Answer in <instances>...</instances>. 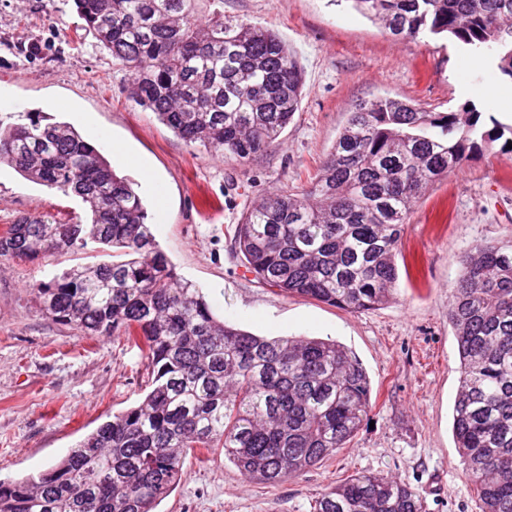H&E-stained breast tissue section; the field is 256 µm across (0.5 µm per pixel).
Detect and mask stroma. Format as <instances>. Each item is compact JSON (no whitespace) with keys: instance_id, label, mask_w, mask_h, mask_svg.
<instances>
[{"instance_id":"stroma-1","label":"stroma","mask_w":512,"mask_h":512,"mask_svg":"<svg viewBox=\"0 0 512 512\" xmlns=\"http://www.w3.org/2000/svg\"><path fill=\"white\" fill-rule=\"evenodd\" d=\"M224 12L276 31L305 77L293 122L247 164L187 144L129 99L111 53L93 37L77 39L71 0H0V101L14 103L15 119L43 112L70 123L138 180L157 241L217 314L264 336L334 339L370 379L371 423L334 456L269 485L200 448L158 512H311L318 493L358 471L408 482L427 512H481L452 434L460 373L448 300L461 255L479 241H512V153L495 145L470 155L416 204L397 257L408 273L395 300L373 310L352 313L259 283L232 237L250 202L306 186L356 104L390 96L447 113L472 104L504 122L500 99L512 97V81L495 64L472 67L470 50L445 37L387 35L351 0H224ZM116 142L125 156L113 154ZM46 212L61 222L85 215L80 199L1 165L0 229ZM89 260L0 262V480L38 475L145 386L137 350L52 320L32 290L50 272Z\"/></svg>"}]
</instances>
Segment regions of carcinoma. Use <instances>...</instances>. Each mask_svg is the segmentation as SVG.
<instances>
[{"mask_svg":"<svg viewBox=\"0 0 512 512\" xmlns=\"http://www.w3.org/2000/svg\"><path fill=\"white\" fill-rule=\"evenodd\" d=\"M82 29L126 71L135 103L189 144L242 164L299 110L298 60L278 33L197 0H73ZM399 39L445 35L491 55L512 80V0H353ZM512 142V124L426 112L383 97L349 113L330 154L300 191L247 206L234 247L264 285L349 312L388 303L403 225L435 183L474 152ZM0 165L79 197L90 221L46 213L0 231V261L100 253L32 285L43 311L86 336L138 349L145 393L36 477L0 480V512H155L181 482L186 456L221 449L247 479L278 484L346 447L372 409L356 356L333 340L258 336L216 316L152 232L143 197L99 148L65 122L0 116ZM448 320L458 343L453 434L482 512H512V242L461 259ZM313 512H426L419 491L358 471Z\"/></svg>","mask_w":512,"mask_h":512,"instance_id":"1","label":"carcinoma"}]
</instances>
